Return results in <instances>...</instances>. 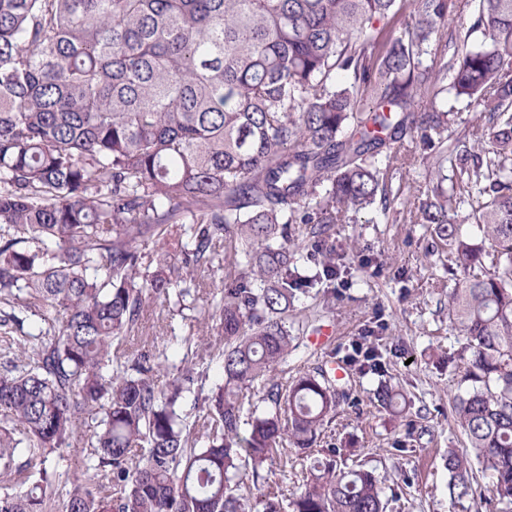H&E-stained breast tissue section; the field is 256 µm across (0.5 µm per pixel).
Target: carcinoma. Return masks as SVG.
Segmentation results:
<instances>
[{
	"mask_svg": "<svg viewBox=\"0 0 512 512\" xmlns=\"http://www.w3.org/2000/svg\"><path fill=\"white\" fill-rule=\"evenodd\" d=\"M450 92L489 147L448 145ZM418 142L434 156L416 223L448 250L465 337L449 494H474L479 467L489 512H512V0H0V471L64 448L82 463L63 485L44 467L3 487L0 512L54 495L63 512H279L263 475L279 444L314 453L348 399L321 369L269 377L294 300L341 274L330 228L402 193ZM216 240L244 257L208 310L219 339L181 338L180 359L125 349L149 298L186 308ZM350 359L384 374L370 340ZM256 382L262 408L240 398ZM375 399L403 412L390 385ZM321 452L293 512H385L371 471Z\"/></svg>",
	"mask_w": 512,
	"mask_h": 512,
	"instance_id": "cac0c4a2",
	"label": "carcinoma"
}]
</instances>
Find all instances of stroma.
<instances>
[{
  "mask_svg": "<svg viewBox=\"0 0 512 512\" xmlns=\"http://www.w3.org/2000/svg\"><path fill=\"white\" fill-rule=\"evenodd\" d=\"M422 164H415L402 182L403 195L389 207L375 205L348 213L336 227V250L345 273L334 285L320 283L294 303L296 312L318 309L320 326L334 330L330 343H311L312 329L297 333L286 363L273 372L288 382L300 371L329 369L344 360L351 342L375 328L378 349L386 363L384 376L351 373L342 385L352 404L341 405L324 434L346 451V460L363 462L385 492L396 493L387 512H477L476 501L451 500L444 456L448 449H466L465 435L455 424L449 401L464 372L458 356L461 342L448 333V291L455 281L446 256L431 252L426 225L410 213L424 198ZM233 254H225L224 270L212 273L193 309L169 316L160 303L148 302L143 328L129 336V348L149 343L157 350L176 349L177 336L205 328L209 304L233 273ZM401 390L410 403L400 417L373 399L380 381ZM402 442L407 453L394 450ZM284 460L270 466L268 478L281 504H290L313 459L284 447Z\"/></svg>",
  "mask_w": 512,
  "mask_h": 512,
  "instance_id": "stroma-1",
  "label": "stroma"
}]
</instances>
